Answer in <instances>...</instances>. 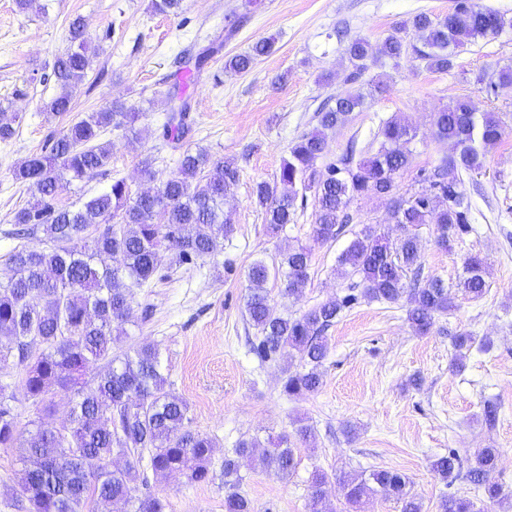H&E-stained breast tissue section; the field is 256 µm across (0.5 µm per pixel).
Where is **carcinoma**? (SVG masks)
Instances as JSON below:
<instances>
[{
    "label": "carcinoma",
    "mask_w": 512,
    "mask_h": 512,
    "mask_svg": "<svg viewBox=\"0 0 512 512\" xmlns=\"http://www.w3.org/2000/svg\"><path fill=\"white\" fill-rule=\"evenodd\" d=\"M183 0H151L157 14H177ZM512 26L499 12L473 0H456L446 15L421 12L392 29L378 52L368 40L352 39L346 53L352 71L350 88L330 97L318 109V125L299 137L282 159L273 181L256 185L254 203L272 232L294 222L297 200L314 199L313 245L336 240L349 223L347 209L364 195L384 201L390 221L400 235L381 233L367 225L353 233L337 259L336 272L351 280L342 300H329L296 316L277 311L267 288L280 281V295L292 297L309 278L312 245L288 250L280 263L269 267L253 262L247 272L245 314L257 332L252 350L262 361L287 359L283 393L297 398L323 384V362L328 353L324 333L341 312L363 297L389 304L402 303L406 319L420 335L451 310L448 284L422 273L419 229L435 226L436 242L443 248L472 229L471 207L461 189L460 173L483 168L488 148L502 137L499 120L480 111L471 98H461L435 112L436 135L459 146L431 172L421 169L420 190L396 195V178L412 165L411 142L416 131L400 117L383 122L378 147L366 157L353 159L348 152L325 168L317 167L326 144V131L348 120L365 105L366 93L351 85L369 69V63L408 57L426 68L447 72L461 48L478 38L497 36ZM69 48L55 57L51 76L55 95L45 109L56 115L71 111L74 95L91 64L85 25L76 17L68 25ZM275 38L258 40L251 50L224 61V71H249L255 61L272 53ZM488 95L512 90V68L493 70L480 78ZM190 103L170 112L162 137L176 145L191 132ZM140 113L115 100L108 107L72 122L49 149L31 155L13 173L14 179L34 188L33 202L14 215L15 235L42 232L47 247L14 250L0 277V364L9 361L23 368L17 386L0 382V448L20 449L23 464L13 491L15 506L24 512H166L167 501L150 490L140 471V460L129 457L149 450L148 467L156 474L178 473L190 483L210 480L215 445L206 435L189 428L187 403L166 389L157 344L141 343L112 354L121 342L123 325L132 309V289L152 281L158 272L161 250L171 252L183 265L215 256L224 239L235 230L224 212V196L239 180L235 162L215 159L204 149H185L175 171L156 180L145 165L144 174L155 183L149 191L132 195L117 179L109 188L80 202L76 208H59L56 196L74 181H83L108 166L112 142L102 140L109 128L128 132L136 146L144 130L136 127ZM119 217L113 224L111 219ZM110 263L98 265L103 259ZM485 261L478 255L463 263L458 287L470 298L486 292ZM96 361L105 370L86 388L87 369ZM70 397L68 420L60 425L41 423L24 432L13 403L23 398L47 414L55 404L49 395ZM312 437V428L300 425L295 436L285 435L265 450L264 468L283 478L297 466L294 441ZM258 442H239L233 455L224 457V512H252L250 501L239 492L241 468L253 457ZM126 457L125 466H112ZM499 450L482 448L467 468L470 481L483 488L486 498L501 503L508 498L495 480ZM460 467L451 452L437 457L433 471L442 479L455 476ZM326 473L313 475L309 512H335L327 503ZM345 512L359 508L366 498L381 495L401 504V512H422L421 500L411 492L410 478L400 472L375 469L366 477L339 479ZM439 512H476L474 503L453 495L441 499Z\"/></svg>",
    "instance_id": "1"
}]
</instances>
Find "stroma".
Masks as SVG:
<instances>
[{
	"label": "stroma",
	"mask_w": 512,
	"mask_h": 512,
	"mask_svg": "<svg viewBox=\"0 0 512 512\" xmlns=\"http://www.w3.org/2000/svg\"><path fill=\"white\" fill-rule=\"evenodd\" d=\"M44 12H20L16 0H0V113L13 115L15 137L0 142V266L14 248H45L43 235L13 234L15 212L32 202L14 169L49 147L72 121L120 100L141 114L149 133L129 146L123 130L107 132L112 162L105 173L72 183L58 197L71 205L122 179L132 192L149 187L142 174L151 164L158 176L176 168L180 149L161 138L168 116V91L178 86L193 106L190 148L234 160L240 170L224 208L236 226L215 258L177 266L163 254L151 287L133 291L132 311L122 347L143 341L158 345L169 390L189 406L190 426L215 442L209 482L191 484L180 475L148 474L149 488L169 504L168 512H224V458L240 440L293 433L298 423L312 437L298 444L299 464L282 478L260 462L242 468L241 491L253 512H308L315 471L330 474L331 505L342 512L338 476L391 469L407 475L423 512H438L441 494L474 502L478 512H512L490 502L466 477L443 482L431 469L438 456L455 451L473 458L482 448L512 456V92L487 96L479 78L512 66V30L478 39L459 52L452 70L439 73L405 58L370 67L360 85L383 83L361 111L329 132L323 163L335 161L348 142L365 156L384 121L406 118L417 130L411 144L413 168L396 180V192L418 190L416 172L430 169L454 152L432 126L436 111L460 98H474L482 111L503 122V136L485 155L482 173H464L462 189L471 204L474 230L438 246L433 225L420 230L423 273L455 284L467 255L486 262L487 290L478 299L456 295L448 314L424 335L416 334L405 310L395 304L361 300L343 311L327 331L324 383L314 393L291 398L281 390L283 364L261 361L252 351L256 332L244 313L247 271L258 259L279 263L289 248L310 243L313 204L296 209V220L278 234L267 233L262 211L251 201L257 182L273 180L289 146L317 125L315 111L344 90L351 66L345 54L357 36L379 47L392 28L420 12L445 14L455 0H183L177 15H161L150 0H39ZM243 16L236 32L228 27ZM82 17L94 52L91 67L72 101L57 116L45 102L55 94L47 82L56 54L66 50L70 21ZM272 37L274 51L247 73L224 70L225 57L248 51ZM222 43L203 69L193 58L210 42ZM286 85H276L280 74ZM348 232L315 246L310 277L293 298L267 287L278 311L299 314L342 298L346 280L336 259L351 232L387 225L382 201L364 197L348 208ZM490 338L489 351L471 348L462 371L452 368L455 337ZM499 406L495 425H486V401Z\"/></svg>",
	"instance_id": "1"
}]
</instances>
